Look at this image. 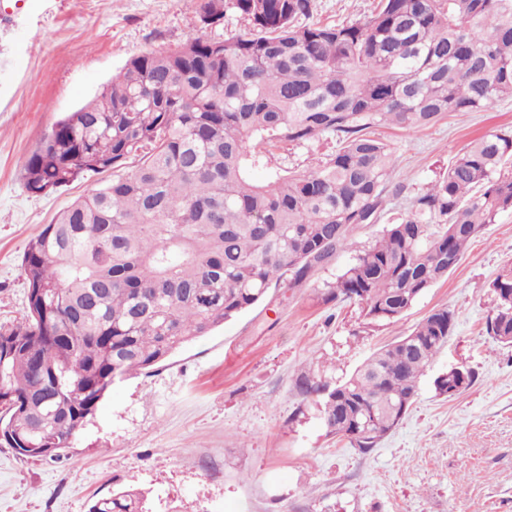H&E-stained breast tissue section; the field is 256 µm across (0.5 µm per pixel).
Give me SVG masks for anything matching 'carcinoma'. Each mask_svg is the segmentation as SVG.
<instances>
[{"label": "carcinoma", "instance_id": "carcinoma-1", "mask_svg": "<svg viewBox=\"0 0 512 512\" xmlns=\"http://www.w3.org/2000/svg\"><path fill=\"white\" fill-rule=\"evenodd\" d=\"M250 28L194 36L131 58L92 100L58 121L22 163L46 195L85 176L112 179L76 199L26 245L22 318L0 326V447L27 460L74 447L115 381L149 370L263 302L286 275L350 247L348 230L386 214L396 171L375 127L421 130L450 112L512 98V0H380L350 24L309 23L312 0H202ZM336 150L303 171L268 168L281 143ZM512 130L472 141L448 172L388 218L329 289L372 321L400 318L448 278L469 242L512 209ZM486 332L512 344V270L490 285ZM455 327L431 311L345 382L308 375L327 433L366 454L403 419ZM475 373L435 379L448 397ZM128 489L89 512H143Z\"/></svg>", "mask_w": 512, "mask_h": 512}]
</instances>
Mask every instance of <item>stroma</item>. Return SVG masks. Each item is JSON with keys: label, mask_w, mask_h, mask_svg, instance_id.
Segmentation results:
<instances>
[{"label": "stroma", "mask_w": 512, "mask_h": 512, "mask_svg": "<svg viewBox=\"0 0 512 512\" xmlns=\"http://www.w3.org/2000/svg\"><path fill=\"white\" fill-rule=\"evenodd\" d=\"M378 5L312 0L309 19L352 23ZM248 27L232 11L204 24L198 0H0V323L24 313L28 241L98 185L92 177L37 196L25 188L23 160L132 57ZM500 130H512L511 100L425 130L376 128L405 185L391 207L405 211L470 142ZM383 229L355 225L352 250L302 281L283 278L264 302L157 369L115 382L62 459L0 447V512H89L96 498L129 488L145 492L146 512H512V345L485 332L490 284L512 267V210L399 320L373 322L361 304L324 295ZM443 307L456 314L453 334L399 425L365 455L328 435L320 398L301 396L297 379L340 384ZM456 366L472 368L476 382L438 395L435 379Z\"/></svg>", "instance_id": "35a3bbf8"}]
</instances>
